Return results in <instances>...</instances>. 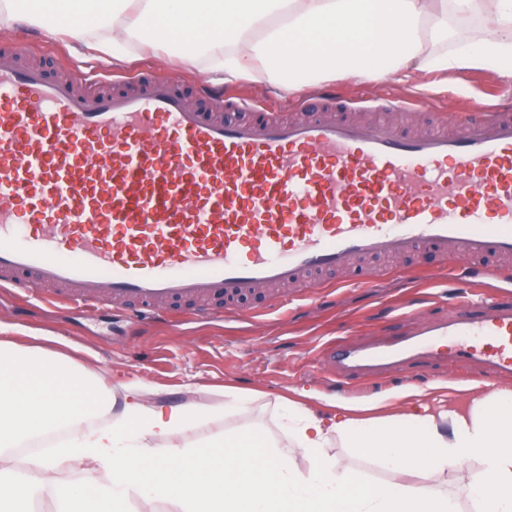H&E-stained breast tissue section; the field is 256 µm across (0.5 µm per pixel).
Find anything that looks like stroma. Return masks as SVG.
<instances>
[{"mask_svg":"<svg viewBox=\"0 0 512 512\" xmlns=\"http://www.w3.org/2000/svg\"><path fill=\"white\" fill-rule=\"evenodd\" d=\"M70 43L68 36L50 35L26 23L0 29V48L35 60L52 78L72 69L90 82L149 77L190 85L203 80L231 98L244 95L256 104L288 110L302 106L300 89L277 93L254 80L225 82L206 54L187 61L136 45L126 62L115 63L106 56L75 53ZM314 87L339 88L366 109L381 97L408 99L426 93L432 98L431 111L410 109L394 115L395 120L414 124L449 119L466 99L512 102V81L488 70L421 72L404 82L339 75ZM462 275V265L428 251L393 261L356 258L317 288H284L276 295L259 289L246 306L223 298L176 302L162 316L144 321L113 308L106 299L82 310L51 305L27 283L0 292V338L56 353L102 389L116 388L121 381L140 382L151 399L168 408L223 402L228 386L254 394L249 412L204 421L182 434L184 442L245 426L277 434L280 400L295 398L300 391L308 393L309 406L319 412L332 411L339 401L396 407L403 391L440 384L460 403L496 391L512 392V380H497L478 366L456 367L437 358L410 361L381 381L325 377L320 355L325 341L386 340L414 330L419 322L443 319Z\"/></svg>","mask_w":512,"mask_h":512,"instance_id":"stroma-1","label":"stroma"}]
</instances>
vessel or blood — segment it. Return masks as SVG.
I'll list each match as a JSON object with an SVG mask.
<instances>
[{
	"mask_svg": "<svg viewBox=\"0 0 512 512\" xmlns=\"http://www.w3.org/2000/svg\"><path fill=\"white\" fill-rule=\"evenodd\" d=\"M0 49V287L31 277L54 301L164 302L293 286L359 256L433 250L507 280L512 108L468 106L452 130L352 119L322 91L282 118L199 84L83 88ZM419 357L512 378V301L462 300L447 317L371 343H329L331 373L383 379Z\"/></svg>",
	"mask_w": 512,
	"mask_h": 512,
	"instance_id": "vessel-or-blood-1",
	"label": "vessel or blood"
}]
</instances>
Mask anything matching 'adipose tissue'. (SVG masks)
Here are the masks:
<instances>
[{"label": "adipose tissue", "instance_id": "adipose-tissue-1", "mask_svg": "<svg viewBox=\"0 0 512 512\" xmlns=\"http://www.w3.org/2000/svg\"><path fill=\"white\" fill-rule=\"evenodd\" d=\"M482 16L489 38L438 50L450 20ZM30 18L115 58L134 41L190 57L219 46L225 79L247 75L287 90L336 74L402 82L487 68L512 80V0H0V25ZM404 400L402 412L365 417L354 404L320 413L287 399L286 439L249 427L185 446L184 431L245 412L250 396L228 386L221 404L167 409L132 381L120 399H106L59 360L0 340V512H31L37 493L54 512H131L136 495L178 512H461L436 483L450 473L473 512H512V397L493 392L439 408L411 390ZM108 411L109 425L86 427ZM59 428L58 459L103 463L108 484L89 494L58 484L49 459L35 460L39 477L15 471V448ZM335 442L381 467L384 479L342 465L328 452Z\"/></svg>", "mask_w": 512, "mask_h": 512}]
</instances>
